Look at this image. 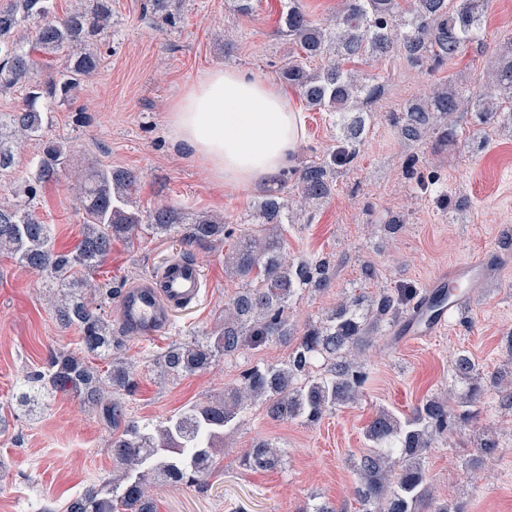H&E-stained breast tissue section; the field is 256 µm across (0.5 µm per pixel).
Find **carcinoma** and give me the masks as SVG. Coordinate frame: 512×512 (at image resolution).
I'll return each instance as SVG.
<instances>
[{
  "label": "carcinoma",
  "instance_id": "obj_1",
  "mask_svg": "<svg viewBox=\"0 0 512 512\" xmlns=\"http://www.w3.org/2000/svg\"><path fill=\"white\" fill-rule=\"evenodd\" d=\"M169 2L148 0L146 11L171 24L175 17ZM485 8L486 0H413L406 11L399 0H343L333 23L321 27L299 0H288L280 16L282 33L306 58L328 64L312 71L291 60L280 76L298 90L306 106L336 113L340 124L336 149L280 174V181H293L300 208L329 198L340 171L353 168L364 144V113L383 94V86L353 64L401 53L416 66L443 71L456 64L467 44L480 40ZM27 21L36 23L29 45L20 35ZM110 26L111 0H77L64 18L55 16L52 0H10L0 9V91L27 89L22 108L0 113V175L13 167L15 149L41 141L38 160L27 176L29 200L0 204V252L41 275L55 290L53 305L61 326L80 333L81 352H51L45 370L31 374L29 382L37 390L73 393L83 405L100 411L113 429L112 459L123 469L122 481L87 489L68 501L65 512H156L149 495L151 479L203 487L224 433L241 426L254 405L266 406L274 420L311 424L357 403L369 375L362 352L382 328L391 330L403 320L417 291L382 288L365 306L358 299L341 301L325 321L306 327L287 361L247 369L222 401L190 406L155 426L129 417L125 396L133 379L120 357L127 331L98 313L93 300L97 286L90 280L114 241H131L144 228L177 233L188 245L233 241L224 267L242 287L224 303L216 330L176 343L156 359L158 374L167 378L206 371L248 347L290 336L293 300L307 290L329 288L333 272L322 258L285 256L289 203L276 191L263 196L251 219L240 224L208 213H187L175 205L143 214L133 205L140 175L95 164L87 165L71 186L84 218L81 239L69 250L55 249L50 225L30 209V199L38 188L59 180L73 150L65 141L42 140V132L53 106L69 101L81 80L98 71L100 59L91 45ZM495 55L496 66L484 90L471 92L448 81L390 113L388 121L401 139L448 145L457 140L463 106L484 124L512 123V106L500 105L512 101V35L496 45ZM90 354L111 359L109 370L101 372ZM454 376L468 381L457 410L448 398L432 394L403 419L386 408L376 412L365 430L370 448L353 463L358 512H465L461 503L435 495L425 460L435 443L475 417L486 392H500L512 407V381L498 371L484 375L463 353L454 360ZM498 448L493 436L479 437L477 454L463 460L464 468L476 472L495 458ZM282 454L271 442L257 440L245 451L243 466L273 469Z\"/></svg>",
  "mask_w": 512,
  "mask_h": 512
}]
</instances>
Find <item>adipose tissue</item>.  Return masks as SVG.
<instances>
[{
  "label": "adipose tissue",
  "mask_w": 512,
  "mask_h": 512,
  "mask_svg": "<svg viewBox=\"0 0 512 512\" xmlns=\"http://www.w3.org/2000/svg\"><path fill=\"white\" fill-rule=\"evenodd\" d=\"M170 136L230 187L276 179L301 141V121L273 82L244 71L215 68L188 85L173 103Z\"/></svg>",
  "instance_id": "obj_1"
}]
</instances>
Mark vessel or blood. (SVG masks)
<instances>
[{"mask_svg": "<svg viewBox=\"0 0 512 512\" xmlns=\"http://www.w3.org/2000/svg\"><path fill=\"white\" fill-rule=\"evenodd\" d=\"M491 271L489 260L466 261L439 272L427 285L412 313L395 327V335L406 339L435 335L449 315L465 311L470 301L466 285L486 280ZM460 285L462 291L442 314L427 316L429 300L443 288ZM204 280L198 263L178 260L162 266L154 282L133 285L122 292L120 319L131 334L152 336L167 329L176 311L195 303L203 290Z\"/></svg>", "mask_w": 512, "mask_h": 512, "instance_id": "b4317fda", "label": "vessel or blood"}]
</instances>
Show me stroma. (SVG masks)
Segmentation results:
<instances>
[{"instance_id":"stroma-1","label":"stroma","mask_w":512,"mask_h":512,"mask_svg":"<svg viewBox=\"0 0 512 512\" xmlns=\"http://www.w3.org/2000/svg\"><path fill=\"white\" fill-rule=\"evenodd\" d=\"M142 0H112V29L99 41L101 66L77 88L72 100L55 105L44 134L68 140L74 162L60 181L45 185L30 203L50 224L56 248L79 239L83 217L68 190L87 164L137 171L141 211L176 204L189 212L217 213L239 221L252 213L269 185L226 188L167 134L172 102L204 72L238 68L279 82L280 70L297 47L279 32L284 0H254L240 15L234 0H174L175 23L141 16ZM512 33V0H488L483 44L468 45L449 73L411 65L401 54L358 63L384 92L369 107L371 121L357 163L338 174L330 198L297 215L284 249L293 256L330 260L333 284L325 292H303L293 302L296 330L321 320L349 296L371 298L382 288L424 291L441 270L457 262L495 255L487 282L476 284L468 312L449 316L431 337L405 342L377 335L366 349L370 371L357 404L315 424L276 421L265 407L249 411L244 424L224 439L204 489L159 480L150 493L157 512H302L315 501H332L355 512L352 463L365 451L364 431L382 407L409 414L427 394L446 391L453 364L466 352L485 371L512 370L506 337L512 333V128L476 125L464 115L462 141L436 148L404 142L386 115L406 100L427 95L444 78L482 90L496 65L493 48ZM289 106L300 112L302 138L291 166L321 156L336 143V118L309 109L298 91L286 88ZM437 175L430 192L408 189L407 160ZM449 196L455 209L444 216ZM401 215L405 224L390 230ZM226 246L188 249L179 237L146 235L117 242L93 280L102 290L96 303L104 318L118 320V299L127 286L149 280L167 260L190 256L202 270L200 300L177 313L158 337H129L121 357L133 370L129 413L142 424H158L195 405L222 399L244 370L259 362H282L292 343L273 340L222 360L202 373L160 380L152 362L171 344L214 330L239 281L225 273ZM374 264L378 276L362 275ZM79 350V332L62 328L40 276L0 253V512H62L65 502L102 479H118L110 431L98 412L71 394H42L37 404L20 402L28 377L45 367L50 351ZM496 428L501 457L490 479L474 481L462 467L479 431ZM263 438L285 451L273 470L243 469L240 459ZM439 498L467 505L469 512H512V408L488 394L481 414L438 442L426 461Z\"/></svg>"}]
</instances>
